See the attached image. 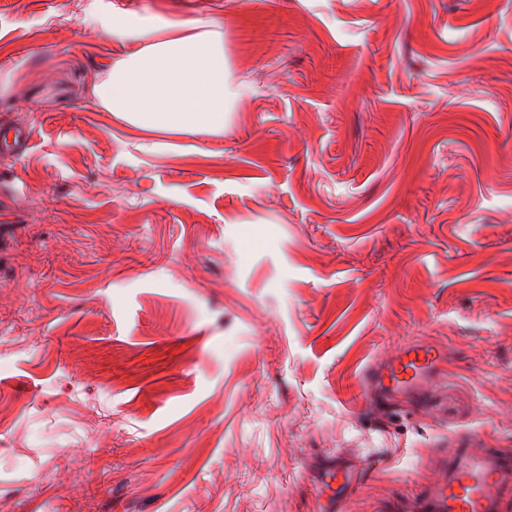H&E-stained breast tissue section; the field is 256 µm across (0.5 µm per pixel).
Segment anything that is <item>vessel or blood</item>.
I'll return each instance as SVG.
<instances>
[{
	"label": "vessel or blood",
	"instance_id": "vessel-or-blood-1",
	"mask_svg": "<svg viewBox=\"0 0 512 512\" xmlns=\"http://www.w3.org/2000/svg\"><path fill=\"white\" fill-rule=\"evenodd\" d=\"M30 129L0 131V153L25 157L30 149ZM447 355L426 343L404 344L386 361L362 374L366 388L395 399L419 395L445 374ZM442 473L421 490L416 512H512V458L492 448L459 444L441 456ZM353 470L340 461L324 470L322 487L326 508L334 512L338 495L352 488Z\"/></svg>",
	"mask_w": 512,
	"mask_h": 512
}]
</instances>
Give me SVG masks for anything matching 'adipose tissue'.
<instances>
[{
    "mask_svg": "<svg viewBox=\"0 0 512 512\" xmlns=\"http://www.w3.org/2000/svg\"><path fill=\"white\" fill-rule=\"evenodd\" d=\"M112 35L135 40L138 47L96 76L95 95L107 111L144 128L223 131L236 90L229 80L221 28L197 22L116 28Z\"/></svg>",
    "mask_w": 512,
    "mask_h": 512,
    "instance_id": "1",
    "label": "adipose tissue"
}]
</instances>
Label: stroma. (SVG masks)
Segmentation results:
<instances>
[{"label":"stroma","instance_id":"stroma-1","mask_svg":"<svg viewBox=\"0 0 512 512\" xmlns=\"http://www.w3.org/2000/svg\"><path fill=\"white\" fill-rule=\"evenodd\" d=\"M220 25L219 134L106 111L113 26ZM0 512H415L512 456V0H0ZM421 339L422 399L364 368ZM31 130L24 129H5L2 127L0 132V153L12 154L16 157H25L30 149ZM353 470L344 462L332 461L323 471L322 487L326 495V509L333 511L339 506V495L353 487ZM336 485V497H335Z\"/></svg>","mask_w":512,"mask_h":512}]
</instances>
